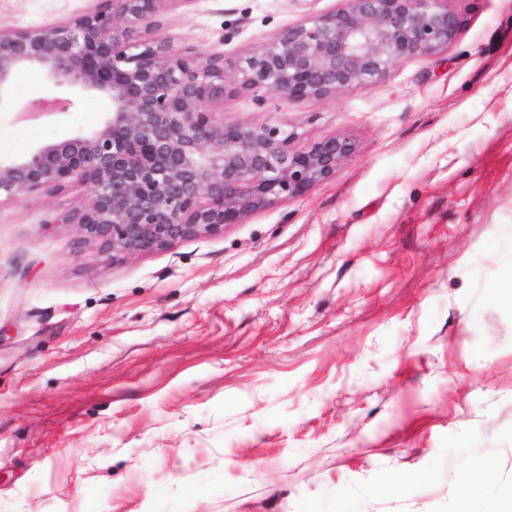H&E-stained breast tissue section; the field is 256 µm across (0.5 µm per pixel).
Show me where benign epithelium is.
I'll return each mask as SVG.
<instances>
[{
  "label": "benign epithelium",
  "mask_w": 512,
  "mask_h": 512,
  "mask_svg": "<svg viewBox=\"0 0 512 512\" xmlns=\"http://www.w3.org/2000/svg\"><path fill=\"white\" fill-rule=\"evenodd\" d=\"M174 1L194 2L98 0L51 24L0 27V111L16 106L14 76L27 68L107 104L98 128L0 158V204L78 182L87 200L62 221L114 255L218 235L259 208L304 195L354 144L333 137L292 149L294 132L226 124L213 104L238 90L302 99L372 87L395 63L448 47L463 25L448 0H345L333 14L281 30L239 64L231 84L213 58L142 38ZM72 106L70 98L44 97L26 110Z\"/></svg>",
  "instance_id": "7a95c632"
}]
</instances>
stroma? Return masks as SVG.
<instances>
[{"mask_svg":"<svg viewBox=\"0 0 512 512\" xmlns=\"http://www.w3.org/2000/svg\"><path fill=\"white\" fill-rule=\"evenodd\" d=\"M95 0H0V26ZM342 0H193L148 39L226 81ZM447 50L370 88L238 91L225 123L355 149L327 179L170 248L112 256L59 223L72 184L0 205V512H477L512 492V0H448ZM0 112V154L96 127Z\"/></svg>","mask_w":512,"mask_h":512,"instance_id":"obj_1","label":"stroma"}]
</instances>
